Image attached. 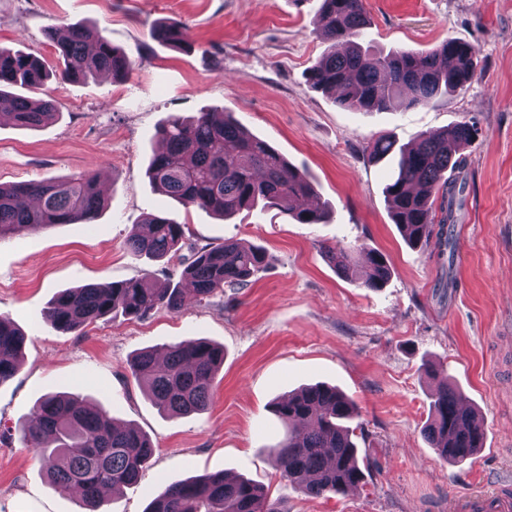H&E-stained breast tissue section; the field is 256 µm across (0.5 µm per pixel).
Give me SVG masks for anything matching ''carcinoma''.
<instances>
[{"instance_id": "obj_1", "label": "carcinoma", "mask_w": 512, "mask_h": 512, "mask_svg": "<svg viewBox=\"0 0 512 512\" xmlns=\"http://www.w3.org/2000/svg\"><path fill=\"white\" fill-rule=\"evenodd\" d=\"M321 34L330 42L307 75L313 90L331 91L343 108L382 112L404 96L407 105H426L442 93L464 89L479 73V49L448 39L433 49H399L369 53L358 42L369 24L363 0H322ZM153 40L180 49L184 27L177 21L156 23ZM64 83L84 82L105 72L124 79L132 61L94 25L67 27L57 42ZM50 72L35 57L0 49V113L16 126L34 129L55 118V100L33 99L13 92L42 90ZM477 136V128L460 121L439 133H422L413 143L399 144L392 135L377 139L370 149L375 161L396 164L386 187L393 223L406 241H428L434 225L454 223L455 195L448 171L460 169L461 151ZM162 148L152 156L148 173L158 190L185 207L220 217L262 206L293 217L300 224H321L324 210L300 207L315 194L309 178L293 167L265 140L250 134L222 112H200L192 119L170 116L159 128ZM441 203L434 207L436 192ZM105 199L92 171L4 186L0 184V240L22 229L56 224H92ZM184 225L162 216L135 224L126 246L135 257L155 261L176 256ZM358 245L326 246L324 253L344 275L354 270ZM265 252L226 241L197 250L182 275L194 295L209 298L224 288H244L262 268ZM362 287L381 288L390 276L384 255L366 252ZM184 300L177 285L152 286L147 278L86 284L61 291L46 318L62 331H72L107 316L141 319L157 310L177 312ZM25 335L9 317L0 315V383L20 367ZM163 366L150 349L130 362L133 377L143 385L162 413L185 415L205 409L215 376L224 364V349L198 340L169 347ZM424 438L445 461H462L483 447V417L462 403L444 377L431 394ZM277 416L288 425L283 440L270 448L275 470L301 492L313 496L343 495L364 480L357 448L347 422L358 416L355 405L337 388L317 384L278 400ZM21 439L40 459L50 482L62 493L76 488L86 512H105L101 489L135 484L149 465L154 446L135 427L114 420L97 407L67 394L47 396L34 406L20 427ZM146 512H288L269 499L263 487L248 480L214 473L176 482L154 499Z\"/></svg>"}]
</instances>
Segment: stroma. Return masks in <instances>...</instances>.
Masks as SVG:
<instances>
[{
    "label": "stroma",
    "instance_id": "stroma-1",
    "mask_svg": "<svg viewBox=\"0 0 512 512\" xmlns=\"http://www.w3.org/2000/svg\"><path fill=\"white\" fill-rule=\"evenodd\" d=\"M371 52L477 45L480 73L465 90L426 105L351 112L306 75L327 47L321 0H0V47L60 67L55 32L97 25L133 62L129 77L49 81L59 114L36 129L0 120V184L97 172L106 205L96 223L24 230L0 241V314L26 335L17 373L0 383V512H84L78 493L51 485L18 425L50 393L81 394L156 448L137 484L107 512H145L170 483L224 472L269 488L288 512H453L460 497L512 479V0H365ZM180 22L185 49L150 36ZM229 112L271 143L316 188L326 223L300 224L278 210L228 219L183 207L154 189L146 170L169 115ZM473 122L461 153L447 242L409 245L393 223L385 188L392 168L370 144L394 135ZM150 215L184 224L180 255H131L132 225ZM235 241L259 245L265 266L251 285L207 299L187 296L175 313L107 317L62 332L46 311L62 290L147 277L182 280L183 258ZM359 243L391 270L379 289L338 274L323 245ZM201 339L224 348L209 407L164 416L131 374L133 354ZM448 380L485 423L474 458L451 465L422 436L436 385ZM339 388L360 411L352 421L364 481L347 494L312 497L281 481L268 450L286 425L272 410L301 387Z\"/></svg>",
    "mask_w": 512,
    "mask_h": 512
}]
</instances>
